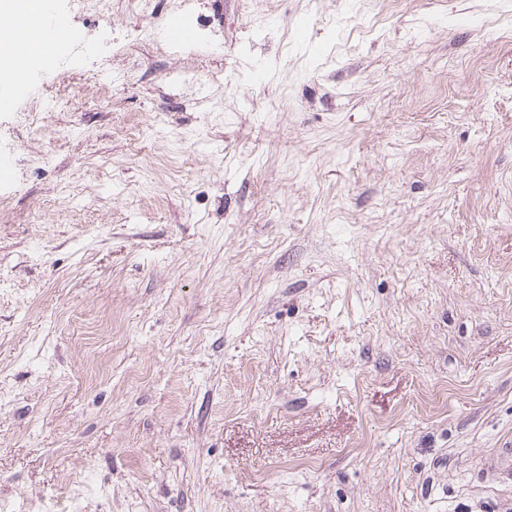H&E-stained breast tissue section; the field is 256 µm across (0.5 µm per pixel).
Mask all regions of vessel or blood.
I'll list each match as a JSON object with an SVG mask.
<instances>
[{
  "label": "vessel or blood",
  "mask_w": 512,
  "mask_h": 512,
  "mask_svg": "<svg viewBox=\"0 0 512 512\" xmlns=\"http://www.w3.org/2000/svg\"><path fill=\"white\" fill-rule=\"evenodd\" d=\"M40 27L54 29L58 34L57 39L43 42L41 50L46 54L54 53L58 39L66 38L70 34L65 18L54 10L51 0H43L40 10L28 20H20L15 14L0 18V57L9 58L12 62L9 72L0 73L1 111L13 107L14 99L10 90L15 84L34 79L29 68V43ZM162 34L173 44H189L193 41L190 27L178 19L167 20L163 25Z\"/></svg>",
  "instance_id": "b4317fda"
}]
</instances>
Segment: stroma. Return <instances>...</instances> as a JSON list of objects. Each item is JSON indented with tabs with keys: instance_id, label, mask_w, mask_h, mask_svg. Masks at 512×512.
<instances>
[{
	"instance_id": "35a3bbf8",
	"label": "stroma",
	"mask_w": 512,
	"mask_h": 512,
	"mask_svg": "<svg viewBox=\"0 0 512 512\" xmlns=\"http://www.w3.org/2000/svg\"><path fill=\"white\" fill-rule=\"evenodd\" d=\"M222 2L0 111V503L512 512V0ZM161 32L169 43L189 44L193 42V33L190 27L178 19H168Z\"/></svg>"
}]
</instances>
